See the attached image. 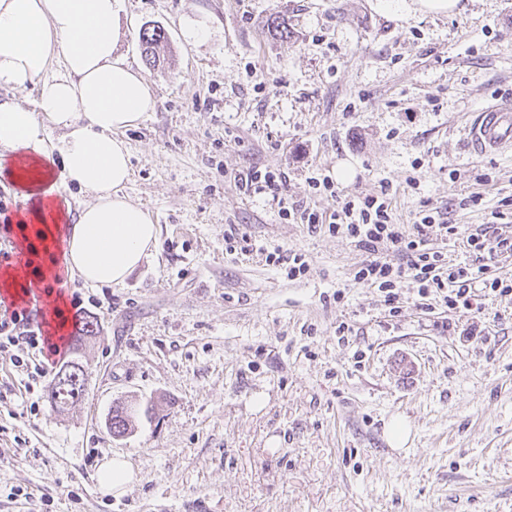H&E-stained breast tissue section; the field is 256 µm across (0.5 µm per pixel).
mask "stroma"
<instances>
[{
  "mask_svg": "<svg viewBox=\"0 0 512 512\" xmlns=\"http://www.w3.org/2000/svg\"><path fill=\"white\" fill-rule=\"evenodd\" d=\"M461 3L120 0L117 52L156 98L122 135L125 193L159 238L122 284L63 280L99 329L70 410H51L45 380L27 410L0 362V512L45 497L51 512H512V295L483 298L495 319L479 339L410 279L389 315L354 278L366 254L352 240L282 219L234 179L284 173L283 196L320 211L387 183L396 223L425 204L462 234L512 237L491 217L512 201V153L465 139L473 112L512 96V0ZM144 27L168 36L153 66ZM316 168L335 195L309 187ZM231 229L248 251H227ZM277 248L307 274L268 264ZM131 400L155 412L113 438L106 414ZM395 416L410 428L400 448L385 435ZM117 455L139 476L119 496L99 482ZM266 262L272 265L288 263V278L298 279L307 274L309 265L305 256L298 253L288 252V256L281 250L275 249L266 254Z\"/></svg>",
  "mask_w": 512,
  "mask_h": 512,
  "instance_id": "obj_1",
  "label": "stroma"
}]
</instances>
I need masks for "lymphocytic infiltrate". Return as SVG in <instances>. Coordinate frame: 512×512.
<instances>
[{
  "mask_svg": "<svg viewBox=\"0 0 512 512\" xmlns=\"http://www.w3.org/2000/svg\"><path fill=\"white\" fill-rule=\"evenodd\" d=\"M279 212L309 229L324 227L331 234L353 239L367 254L355 278L383 293L389 313H397L400 289L404 280L410 278L418 283L421 297L439 294L449 313L469 315L461 334L472 339L483 333L482 305L476 299V288H483L488 294H512L511 276L484 281L473 265L453 263L442 252L430 248L433 234L459 237L456 225L437 220L427 209L420 210L412 227L394 223L389 186H382L375 195L344 198L339 209L329 213L285 205L280 206ZM391 249L403 253L405 264L396 267L384 259V252ZM45 344L41 326L34 324L27 311L13 312L10 319L0 321V357L9 360L27 384L40 383L48 373L45 362L39 358Z\"/></svg>",
  "mask_w": 512,
  "mask_h": 512,
  "instance_id": "obj_1",
  "label": "lymphocytic infiltrate"
}]
</instances>
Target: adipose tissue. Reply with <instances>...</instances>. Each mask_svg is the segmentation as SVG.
<instances>
[{
	"label": "adipose tissue",
	"mask_w": 512,
	"mask_h": 512,
	"mask_svg": "<svg viewBox=\"0 0 512 512\" xmlns=\"http://www.w3.org/2000/svg\"><path fill=\"white\" fill-rule=\"evenodd\" d=\"M117 0H0V88L38 89L36 109L0 101V161L30 206L26 219L51 252L44 275L118 285L141 264L158 226L124 193L122 138L154 111L148 80L116 57ZM62 61L64 74L54 73ZM61 129L60 137L46 126ZM89 194L64 222L60 189Z\"/></svg>",
	"instance_id": "ef3b65f1"
}]
</instances>
